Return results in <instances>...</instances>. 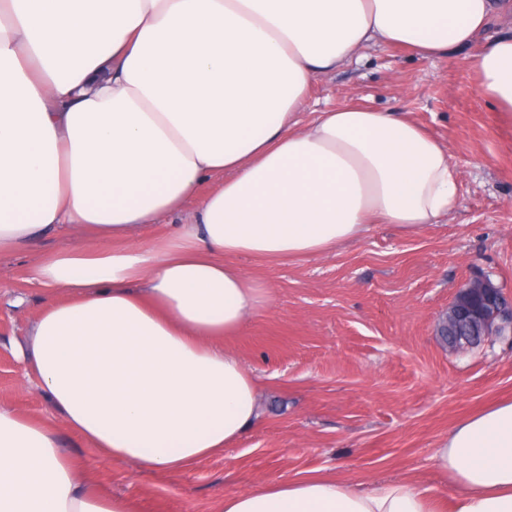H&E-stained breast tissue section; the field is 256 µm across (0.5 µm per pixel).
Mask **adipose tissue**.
Masks as SVG:
<instances>
[{
  "label": "adipose tissue",
  "mask_w": 512,
  "mask_h": 512,
  "mask_svg": "<svg viewBox=\"0 0 512 512\" xmlns=\"http://www.w3.org/2000/svg\"><path fill=\"white\" fill-rule=\"evenodd\" d=\"M502 7L0 0V259L48 234L75 242L32 268L50 299L23 359L54 419L0 405V512H130L87 487L58 427L97 458L180 473L256 426L260 382L225 341L271 290L234 257L324 255L459 205L447 146L409 113L350 103L302 121L314 76L372 45L444 55ZM471 65L512 112V35ZM194 197L188 223L139 245ZM431 460L451 496L306 475L227 496L221 512H512V401L459 422Z\"/></svg>",
  "instance_id": "obj_1"
}]
</instances>
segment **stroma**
I'll return each mask as SVG.
<instances>
[{"label": "stroma", "mask_w": 512, "mask_h": 512, "mask_svg": "<svg viewBox=\"0 0 512 512\" xmlns=\"http://www.w3.org/2000/svg\"><path fill=\"white\" fill-rule=\"evenodd\" d=\"M512 31L496 16L482 39L424 59L375 47L313 79L307 106L345 103L410 113L443 140L461 171L459 206L417 233L374 224L363 238L305 260L239 259L272 299L228 346L258 376L260 424L223 454L184 473L92 457L66 429L65 452L89 484L128 498L132 512H216L225 496L315 471L367 490L410 478L443 490L433 448L463 418L512 400V335L457 351L438 336L459 288L487 276L512 295V113L479 91L470 65L486 39ZM48 236L0 261V404L44 417L45 395L26 384L10 344L23 340L47 299L33 280L35 257L69 247Z\"/></svg>", "instance_id": "1"}]
</instances>
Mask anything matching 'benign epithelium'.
<instances>
[{
    "label": "benign epithelium",
    "instance_id": "benign-epithelium-1",
    "mask_svg": "<svg viewBox=\"0 0 512 512\" xmlns=\"http://www.w3.org/2000/svg\"><path fill=\"white\" fill-rule=\"evenodd\" d=\"M461 319L483 337H497L506 331L512 335V297L488 277L474 278L448 308L447 322Z\"/></svg>",
    "mask_w": 512,
    "mask_h": 512
}]
</instances>
